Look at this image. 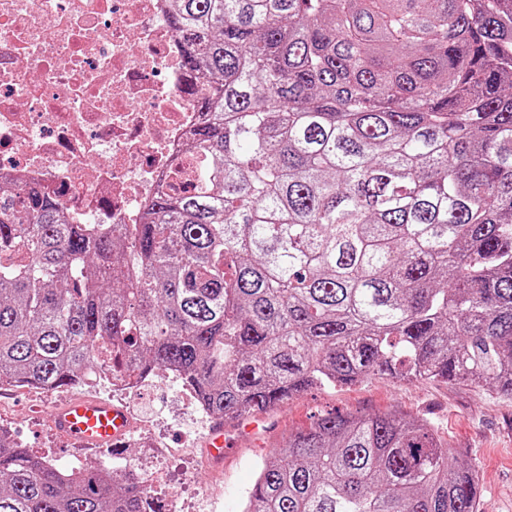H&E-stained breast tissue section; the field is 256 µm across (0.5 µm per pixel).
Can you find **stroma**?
<instances>
[{
  "label": "stroma",
  "instance_id": "35a3bbf8",
  "mask_svg": "<svg viewBox=\"0 0 512 512\" xmlns=\"http://www.w3.org/2000/svg\"><path fill=\"white\" fill-rule=\"evenodd\" d=\"M186 388L167 371L149 376L130 396L110 377L89 386L43 390L0 387V426L33 452H46L62 469L117 467L154 477L163 512H239L258 466L276 441L307 428L314 415L401 412L429 419L450 448L470 458L479 477V512H512V401L475 384L399 382L376 376L343 387L292 395L277 410L225 425L228 452L209 463L204 437L213 420L185 400ZM77 396L112 401L131 415L123 448L80 450L53 431L48 410Z\"/></svg>",
  "mask_w": 512,
  "mask_h": 512
}]
</instances>
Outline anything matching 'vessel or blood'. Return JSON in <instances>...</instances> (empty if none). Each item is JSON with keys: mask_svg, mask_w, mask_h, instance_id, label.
Wrapping results in <instances>:
<instances>
[{"mask_svg": "<svg viewBox=\"0 0 512 512\" xmlns=\"http://www.w3.org/2000/svg\"><path fill=\"white\" fill-rule=\"evenodd\" d=\"M49 419L59 434L88 448L119 447L130 430L124 408L86 397L55 405Z\"/></svg>", "mask_w": 512, "mask_h": 512, "instance_id": "b4317fda", "label": "vessel or blood"}]
</instances>
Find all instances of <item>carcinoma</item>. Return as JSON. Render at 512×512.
Masks as SVG:
<instances>
[{
    "label": "carcinoma",
    "mask_w": 512,
    "mask_h": 512,
    "mask_svg": "<svg viewBox=\"0 0 512 512\" xmlns=\"http://www.w3.org/2000/svg\"><path fill=\"white\" fill-rule=\"evenodd\" d=\"M208 113L193 192L70 224L0 191V383L176 375L232 422L377 375L512 400V0H172ZM422 418L290 433L240 512H478ZM0 512H162L0 429Z\"/></svg>",
    "instance_id": "obj_1"
}]
</instances>
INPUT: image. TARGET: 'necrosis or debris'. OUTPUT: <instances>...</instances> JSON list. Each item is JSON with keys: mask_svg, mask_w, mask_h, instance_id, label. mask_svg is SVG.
Masks as SVG:
<instances>
[{"mask_svg": "<svg viewBox=\"0 0 512 512\" xmlns=\"http://www.w3.org/2000/svg\"><path fill=\"white\" fill-rule=\"evenodd\" d=\"M168 0H0V184L139 224L203 120Z\"/></svg>", "mask_w": 512, "mask_h": 512, "instance_id": "4bbe7bcc", "label": "necrosis or debris"}]
</instances>
